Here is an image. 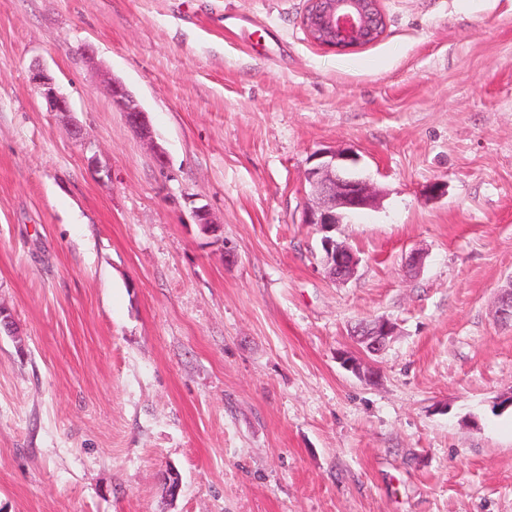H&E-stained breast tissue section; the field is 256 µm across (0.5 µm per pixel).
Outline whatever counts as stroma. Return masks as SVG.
Segmentation results:
<instances>
[{"mask_svg":"<svg viewBox=\"0 0 512 512\" xmlns=\"http://www.w3.org/2000/svg\"><path fill=\"white\" fill-rule=\"evenodd\" d=\"M306 6L0 0V512H512V0H381L345 54ZM323 149L378 191L344 283L303 221ZM378 317L367 382L337 356ZM33 83L40 90L41 95L49 103L53 112L68 114L71 112L68 99L56 88L54 79L43 68H37L33 72ZM108 90L112 99V105L123 112L127 123L136 129L144 139L153 142V135L147 113L144 112L137 99L126 87L115 79L108 82ZM195 221L198 224L200 231L202 234L206 236H213L218 241L224 243V259L226 261H234L237 257L236 248L229 243L228 241H224L223 237L220 238L219 234L221 232V225L216 224L210 216V213L207 208L199 207L194 211ZM394 325L385 318L371 322H361L351 331V335L369 355H378L385 348L391 336H394Z\"/></svg>","mask_w":512,"mask_h":512,"instance_id":"35a3bbf8","label":"stroma"}]
</instances>
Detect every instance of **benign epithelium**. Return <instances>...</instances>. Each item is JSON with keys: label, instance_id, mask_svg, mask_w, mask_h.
<instances>
[{"label": "benign epithelium", "instance_id": "1", "mask_svg": "<svg viewBox=\"0 0 512 512\" xmlns=\"http://www.w3.org/2000/svg\"><path fill=\"white\" fill-rule=\"evenodd\" d=\"M302 26L316 45L346 53L378 40L385 32L386 19L380 0H310L302 17ZM32 80L51 111L70 113L68 99L58 91L46 70L35 69ZM108 90L112 105L123 112L127 123L144 139L153 141L147 113L137 99L115 79L108 82ZM356 161L353 154L320 150L312 154V166L305 172V180L323 199V204L306 207L303 223L315 226L323 234L321 245L325 269L333 281L340 283L356 274L360 258L350 246L328 236L339 223L336 210L351 212L369 208L374 196L370 182L346 171L345 163ZM194 216L202 234L219 237L221 225L211 219L207 208H197ZM497 316L504 321H512V286L499 294ZM351 335L365 353L374 356L386 348L389 338L394 335V325L385 318L361 322L352 329Z\"/></svg>", "mask_w": 512, "mask_h": 512}]
</instances>
